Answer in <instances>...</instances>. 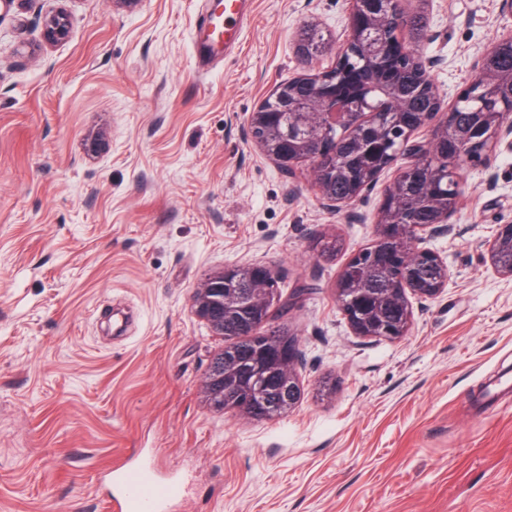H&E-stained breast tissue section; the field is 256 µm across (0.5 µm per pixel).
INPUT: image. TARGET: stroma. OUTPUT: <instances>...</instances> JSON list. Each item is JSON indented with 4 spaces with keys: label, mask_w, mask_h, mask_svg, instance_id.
<instances>
[{
    "label": "stroma",
    "mask_w": 512,
    "mask_h": 512,
    "mask_svg": "<svg viewBox=\"0 0 512 512\" xmlns=\"http://www.w3.org/2000/svg\"><path fill=\"white\" fill-rule=\"evenodd\" d=\"M205 0H14L0 11V512H112L128 460L188 478L177 512H512V278L487 246L512 224V150L462 171L450 272L396 340L356 335L336 302L374 244L390 167L349 207L308 165L278 168L251 112L333 65L348 0H249L238 48L197 74ZM451 106L494 41L500 0H402ZM64 11L69 41L46 45ZM333 47L302 64L303 23ZM323 233L344 251L313 249ZM264 264L292 305L305 396L287 416L217 412L200 384L224 340L191 294Z\"/></svg>",
    "instance_id": "1"
}]
</instances>
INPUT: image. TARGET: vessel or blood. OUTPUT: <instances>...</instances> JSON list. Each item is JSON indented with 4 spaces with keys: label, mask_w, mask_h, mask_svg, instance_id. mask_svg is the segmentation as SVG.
<instances>
[{
    "label": "vessel or blood",
    "mask_w": 512,
    "mask_h": 512,
    "mask_svg": "<svg viewBox=\"0 0 512 512\" xmlns=\"http://www.w3.org/2000/svg\"><path fill=\"white\" fill-rule=\"evenodd\" d=\"M246 2L222 0L216 11L208 12V30L199 43L198 56L228 50L239 42L247 17ZM112 484L118 493L119 512H171L185 493V483L178 478L167 480L163 490H155V479L145 468L113 473Z\"/></svg>",
    "instance_id": "vessel-or-blood-1"
}]
</instances>
